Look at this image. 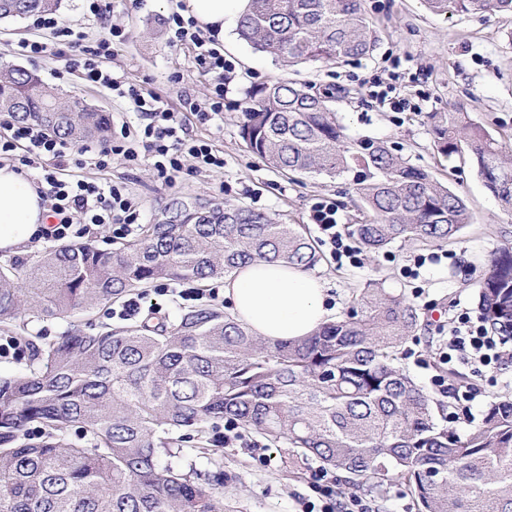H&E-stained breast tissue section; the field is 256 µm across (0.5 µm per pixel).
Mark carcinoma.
<instances>
[{
    "mask_svg": "<svg viewBox=\"0 0 512 512\" xmlns=\"http://www.w3.org/2000/svg\"><path fill=\"white\" fill-rule=\"evenodd\" d=\"M422 2L436 15H512V0ZM58 4L0 0V18ZM237 33L293 66L360 60L377 43L362 0H250ZM348 94L293 81L254 87L239 136L283 173L352 176L366 215L348 232L370 253L455 239L471 224L466 200L387 142L349 137L333 109ZM0 112L75 143L111 130L107 113L49 92L19 67L0 68ZM428 120L433 150H467L512 215L503 143L462 112ZM253 260L312 271L322 255L299 224L174 195L160 219L116 248L71 242L0 265V332L22 339L32 361L0 375V512H236L219 491L224 473L202 477L184 452L211 444L224 422L297 449L352 488L400 485L419 512H512V396L464 432L436 423L430 395L396 366L420 315L376 281L358 295L359 310L300 342H266L210 304L118 330L80 328L152 283L202 285ZM473 286L487 330L512 338V251L489 254ZM35 320L69 328L50 339L30 333Z\"/></svg>",
    "mask_w": 512,
    "mask_h": 512,
    "instance_id": "cac0c4a2",
    "label": "carcinoma"
}]
</instances>
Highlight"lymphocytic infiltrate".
Here are the masks:
<instances>
[{
	"instance_id": "1",
	"label": "lymphocytic infiltrate",
	"mask_w": 512,
	"mask_h": 512,
	"mask_svg": "<svg viewBox=\"0 0 512 512\" xmlns=\"http://www.w3.org/2000/svg\"><path fill=\"white\" fill-rule=\"evenodd\" d=\"M85 13L100 23L102 32L94 44H87L84 33L74 29L52 13L31 15L30 24L48 31L51 39L22 41L14 55L35 62L54 57L62 73H80L86 85L105 88L129 104L142 119L139 132L128 125L113 128L110 137L97 147L78 146L47 135L36 125L8 121L0 126V160L21 157L24 166L35 170L41 191L51 206L48 219L39 231L40 238L64 240L85 235L90 226L118 225L121 235L135 232L141 214L137 199L124 187L91 181L81 176L86 167L108 169L113 157L152 167L166 183L175 184L183 170L184 157H192L199 168H223L224 158L207 141L194 138L188 115L206 123L221 119L224 112L225 75L233 69L224 57V48L215 36L204 34L196 21L177 11L165 19L170 45L184 46L192 53L193 64L214 78L207 107H191L189 112L174 109L159 93L146 90L128 76L103 67L102 61L113 56L125 44L130 33L111 23L109 0H84ZM309 220L322 244L334 257L356 259V250L339 228L336 206L328 200L314 203ZM506 337L488 335L481 322L468 311H460L448 324L441 355L470 365L475 374L501 365Z\"/></svg>"
}]
</instances>
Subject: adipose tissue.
Masks as SVG:
<instances>
[{"mask_svg":"<svg viewBox=\"0 0 512 512\" xmlns=\"http://www.w3.org/2000/svg\"><path fill=\"white\" fill-rule=\"evenodd\" d=\"M249 0H186V15L223 34ZM47 210L39 188L11 165L0 167V250L18 251L37 233ZM224 297L239 323L270 342L310 336L334 312L329 290L311 272L284 263L253 261L224 279Z\"/></svg>","mask_w":512,"mask_h":512,"instance_id":"adipose-tissue-1","label":"adipose tissue"}]
</instances>
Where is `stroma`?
<instances>
[{
    "label": "stroma",
    "instance_id": "obj_1",
    "mask_svg": "<svg viewBox=\"0 0 512 512\" xmlns=\"http://www.w3.org/2000/svg\"><path fill=\"white\" fill-rule=\"evenodd\" d=\"M182 0H148L134 8L117 0L112 23L133 34L116 55L106 59L109 69L126 74L145 88L165 95L175 108L185 98L206 106L213 82L191 63V52L168 43L164 18ZM364 9L375 24L379 42L373 55L350 63H309L291 67L255 52L240 40L234 25L224 30V56L234 70L224 95V121L200 124L191 121L194 138L210 142L224 156L220 169L196 168L193 159L184 162V173L175 186H168L150 167L131 166L114 160L110 169H84L86 178L124 186L139 198L143 223L159 215L157 203L171 195L197 196L212 203H241L264 212L283 224H301L313 231L308 215L322 199L334 202L341 224L363 220L359 202L348 181L326 176L288 178L259 157L249 153L239 136V116L247 92L276 81H306L322 87L338 85L351 89L349 98L335 102L336 117L350 137L386 141L393 151L428 171L461 195L472 213V222L450 244L440 246L444 258L438 264L416 267L429 248L397 243L387 251L359 252L358 263L338 261L329 247H322L323 261L316 267L325 280L337 315L350 311L354 298L370 280H383L385 287L404 293L420 314L421 328L401 348L400 366L432 397L437 422L447 412L463 408L451 395L436 387L433 377L447 378L448 369L439 356L438 341L458 306L477 314V292L470 285L490 252L512 250V216L485 190L467 155L444 158L433 151L427 116L464 108L469 119L486 126L512 145V16L497 14L445 17L427 11L422 0H364ZM45 31L34 29L25 18L0 19V64L25 66V59L12 55L21 40H47ZM46 87L75 97L95 109L109 112L116 121L137 128L136 115L123 100L105 89L84 86L74 75L58 78L57 62L44 58L32 65ZM180 82H173V73ZM406 97L417 111L380 107L377 92ZM456 372L473 384L477 396L469 410L480 418L495 395H512V362L485 377L473 376L469 367L456 365ZM202 471L223 470L224 499L238 512H303L307 502H318L311 482L317 461L296 460L290 448L263 446L223 447L217 454L196 458Z\"/></svg>",
    "mask_w": 512,
    "mask_h": 512
}]
</instances>
